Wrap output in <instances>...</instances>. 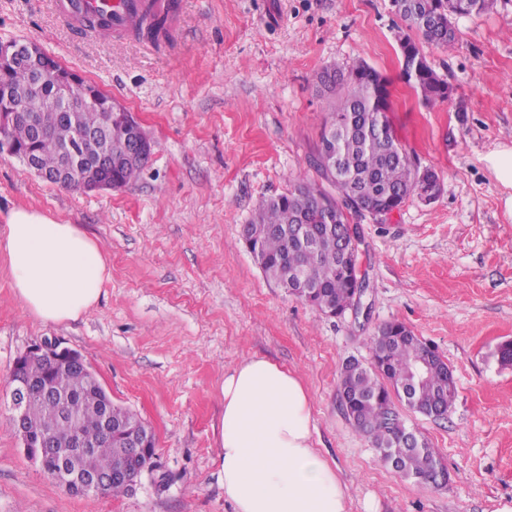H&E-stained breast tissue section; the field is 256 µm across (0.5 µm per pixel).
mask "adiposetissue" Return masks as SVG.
Here are the masks:
<instances>
[{
  "instance_id": "ef3b65f1",
  "label": "adipose tissue",
  "mask_w": 512,
  "mask_h": 512,
  "mask_svg": "<svg viewBox=\"0 0 512 512\" xmlns=\"http://www.w3.org/2000/svg\"><path fill=\"white\" fill-rule=\"evenodd\" d=\"M16 298L45 323L78 320L99 301L107 257L73 224L27 208L0 225ZM218 430L224 497L234 512H350L336 462L315 447L300 376L252 356L228 370Z\"/></svg>"
}]
</instances>
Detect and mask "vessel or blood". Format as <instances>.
<instances>
[{
  "label": "vessel or blood",
  "instance_id": "1",
  "mask_svg": "<svg viewBox=\"0 0 512 512\" xmlns=\"http://www.w3.org/2000/svg\"><path fill=\"white\" fill-rule=\"evenodd\" d=\"M52 7L59 23L72 32L84 24L88 12H105L108 25L96 31L103 40L129 34L146 15H164L173 22L178 19L172 0H52Z\"/></svg>",
  "mask_w": 512,
  "mask_h": 512
}]
</instances>
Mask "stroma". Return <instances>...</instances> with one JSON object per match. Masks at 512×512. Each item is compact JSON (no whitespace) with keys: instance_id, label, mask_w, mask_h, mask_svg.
<instances>
[{"instance_id":"obj_1","label":"stroma","mask_w":512,"mask_h":512,"mask_svg":"<svg viewBox=\"0 0 512 512\" xmlns=\"http://www.w3.org/2000/svg\"><path fill=\"white\" fill-rule=\"evenodd\" d=\"M157 43L68 32L51 0H0V41L38 43L135 112L155 143L119 191L44 182L0 156V217L15 208L80 225L108 256L100 301L44 323L19 303L0 260V512H233L218 425L224 374L250 356L295 371L312 398L316 448L336 460L351 512H493L512 498V211L494 161L512 148V0L455 22L453 48L426 47L453 89L427 108L405 81L390 0H179ZM365 60L390 82L398 137L441 181L386 221L362 218L365 317L328 318L267 280L242 238L263 199L317 181L311 160L327 101L316 75ZM401 322L453 371L442 419L402 415L440 454L447 487L380 460L338 396L343 364L370 361L369 336ZM56 339L79 352L114 403L156 436L158 468L133 493L75 496L25 454L5 401L16 356Z\"/></svg>"}]
</instances>
